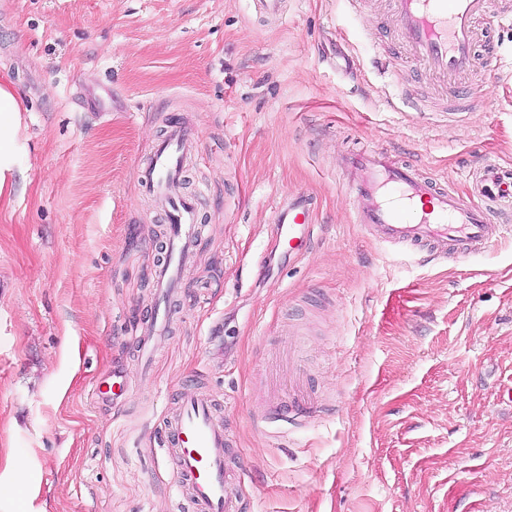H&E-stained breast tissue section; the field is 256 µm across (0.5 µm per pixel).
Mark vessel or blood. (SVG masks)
<instances>
[{
  "label": "vessel or blood",
  "mask_w": 512,
  "mask_h": 512,
  "mask_svg": "<svg viewBox=\"0 0 512 512\" xmlns=\"http://www.w3.org/2000/svg\"><path fill=\"white\" fill-rule=\"evenodd\" d=\"M404 46L421 60L429 74L447 84L468 75L478 58L477 24L487 13L488 0H391ZM195 141L184 124L170 125L150 149L137 178L147 191L167 205L166 248L157 263V301L151 334L140 346L149 358L172 320L169 300L182 275L183 258L194 245L200 225L197 202L180 187V173ZM339 169L352 191L359 223L378 241L454 261L484 248L501 236L503 225L491 219L493 209L512 208V169L495 161L476 171L474 194L465 198L414 166L397 162L376 148L342 159ZM313 200L290 197L275 212L277 238L289 252H306L313 222ZM291 414L270 408L260 423L282 427L305 419L313 403H292ZM166 442L179 488L197 512H244L240 486L242 467L231 462L232 439L213 399L200 393L183 397L165 423Z\"/></svg>",
  "instance_id": "1"
}]
</instances>
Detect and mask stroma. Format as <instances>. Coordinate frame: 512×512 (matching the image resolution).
Wrapping results in <instances>:
<instances>
[{"label": "stroma", "instance_id": "stroma-1", "mask_svg": "<svg viewBox=\"0 0 512 512\" xmlns=\"http://www.w3.org/2000/svg\"><path fill=\"white\" fill-rule=\"evenodd\" d=\"M489 8L442 112L389 0H0V82L25 112L0 207V462L52 512H195L163 432L182 395L218 404L249 512H512V232L421 261L357 224L341 156L384 147L471 190L512 165V29ZM200 232L149 364L166 213L137 169L170 122ZM314 201L302 257L275 247L288 196ZM308 335L305 424L257 426L288 388L285 327ZM122 372V394L97 383Z\"/></svg>", "mask_w": 512, "mask_h": 512}]
</instances>
